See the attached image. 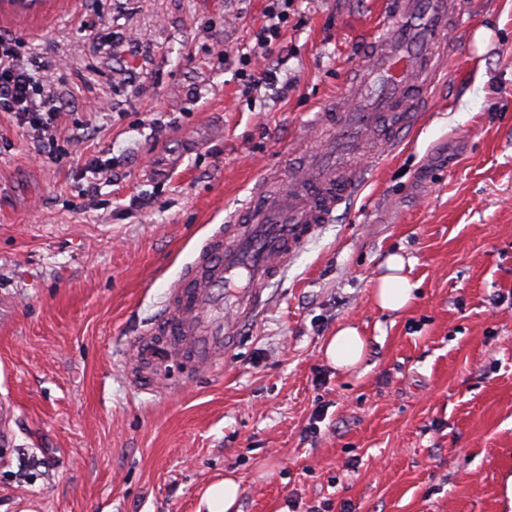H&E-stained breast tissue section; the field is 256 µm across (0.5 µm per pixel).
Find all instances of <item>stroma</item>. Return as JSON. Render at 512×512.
Instances as JSON below:
<instances>
[{"label":"stroma","mask_w":512,"mask_h":512,"mask_svg":"<svg viewBox=\"0 0 512 512\" xmlns=\"http://www.w3.org/2000/svg\"><path fill=\"white\" fill-rule=\"evenodd\" d=\"M380 0H297L273 87L241 95L264 0H42L0 39L62 105L60 161L0 112V512H502L512 472V0H471L448 74L364 190L264 293L221 364L140 366L201 245L333 111ZM108 161L107 170L87 159ZM411 262L404 311L372 299ZM369 338L360 373L321 347ZM417 286L405 271V259L392 254L384 263V273L375 281L373 299L382 311L399 312L413 300ZM368 338L357 325L348 323L336 328L324 344L326 361L340 372L355 371L368 352ZM240 494V483L232 476L208 487L202 497L206 512H233Z\"/></svg>","instance_id":"1"}]
</instances>
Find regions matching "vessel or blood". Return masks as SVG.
I'll return each instance as SVG.
<instances>
[{
	"instance_id": "obj_1",
	"label": "vessel or blood",
	"mask_w": 512,
	"mask_h": 512,
	"mask_svg": "<svg viewBox=\"0 0 512 512\" xmlns=\"http://www.w3.org/2000/svg\"><path fill=\"white\" fill-rule=\"evenodd\" d=\"M464 0H388L371 56L346 90L342 112H318L312 130L336 132L309 161L268 171L253 190L248 226L208 238L170 291L167 312L129 347L144 359L177 354L216 365L239 324L253 321L263 290L362 189L367 172L397 145L448 68ZM388 134H380L381 124Z\"/></svg>"
}]
</instances>
